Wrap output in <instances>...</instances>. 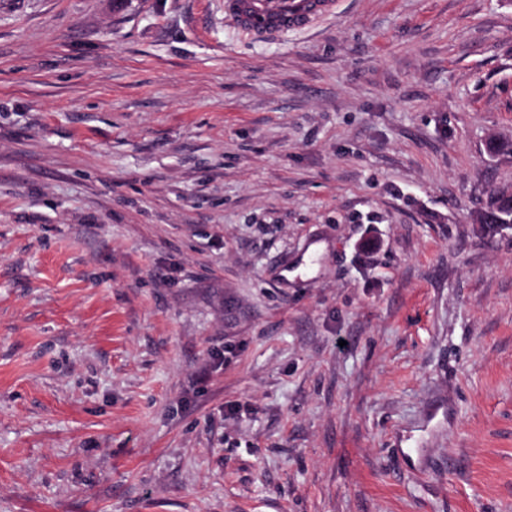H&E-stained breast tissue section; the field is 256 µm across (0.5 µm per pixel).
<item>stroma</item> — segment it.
<instances>
[{
  "label": "stroma",
  "mask_w": 512,
  "mask_h": 512,
  "mask_svg": "<svg viewBox=\"0 0 512 512\" xmlns=\"http://www.w3.org/2000/svg\"><path fill=\"white\" fill-rule=\"evenodd\" d=\"M512 0H0V512H512ZM338 0H224V14L257 41L308 29L336 15Z\"/></svg>",
  "instance_id": "stroma-1"
}]
</instances>
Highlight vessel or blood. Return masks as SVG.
<instances>
[{
    "mask_svg": "<svg viewBox=\"0 0 512 512\" xmlns=\"http://www.w3.org/2000/svg\"><path fill=\"white\" fill-rule=\"evenodd\" d=\"M338 0H224V13L257 41L308 29L336 14Z\"/></svg>",
    "mask_w": 512,
    "mask_h": 512,
    "instance_id": "1",
    "label": "vessel or blood"
}]
</instances>
